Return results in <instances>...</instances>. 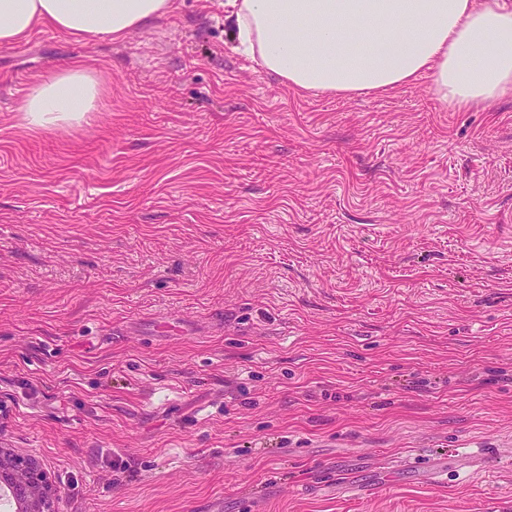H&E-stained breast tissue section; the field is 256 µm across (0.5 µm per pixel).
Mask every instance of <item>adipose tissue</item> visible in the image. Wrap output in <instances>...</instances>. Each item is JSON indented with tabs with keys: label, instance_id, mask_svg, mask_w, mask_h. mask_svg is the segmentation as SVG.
I'll return each instance as SVG.
<instances>
[{
	"label": "adipose tissue",
	"instance_id": "obj_1",
	"mask_svg": "<svg viewBox=\"0 0 512 512\" xmlns=\"http://www.w3.org/2000/svg\"><path fill=\"white\" fill-rule=\"evenodd\" d=\"M227 20L248 55L296 92H388L431 73L440 101L512 96V5L506 0H228ZM173 0H0V46L51 27L74 40H120L171 12ZM356 49L360 63L337 57ZM84 63L34 82L20 110L28 127L81 121L96 111Z\"/></svg>",
	"mask_w": 512,
	"mask_h": 512
}]
</instances>
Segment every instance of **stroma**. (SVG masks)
<instances>
[{
    "instance_id": "35a3bbf8",
    "label": "stroma",
    "mask_w": 512,
    "mask_h": 512,
    "mask_svg": "<svg viewBox=\"0 0 512 512\" xmlns=\"http://www.w3.org/2000/svg\"><path fill=\"white\" fill-rule=\"evenodd\" d=\"M227 11L0 47V446L55 512H512V97L298 93ZM101 97L97 81L88 67L75 62L48 79H39L28 89L19 112L34 129L54 124L80 122L87 112H96Z\"/></svg>"
}]
</instances>
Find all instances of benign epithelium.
I'll return each instance as SVG.
<instances>
[{
	"mask_svg": "<svg viewBox=\"0 0 512 512\" xmlns=\"http://www.w3.org/2000/svg\"><path fill=\"white\" fill-rule=\"evenodd\" d=\"M0 486L24 503L27 512H52L56 490L39 462L22 461L11 448H0Z\"/></svg>",
	"mask_w": 512,
	"mask_h": 512,
	"instance_id": "benign-epithelium-1",
	"label": "benign epithelium"
}]
</instances>
